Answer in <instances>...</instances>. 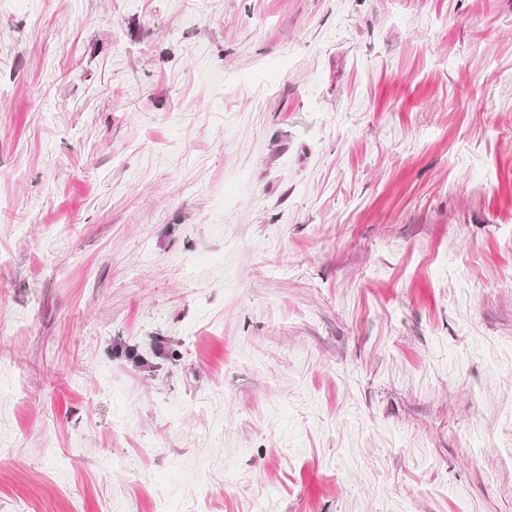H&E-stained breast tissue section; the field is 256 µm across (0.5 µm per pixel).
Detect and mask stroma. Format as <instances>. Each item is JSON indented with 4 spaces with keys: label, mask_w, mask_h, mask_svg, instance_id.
I'll return each mask as SVG.
<instances>
[{
    "label": "stroma",
    "mask_w": 512,
    "mask_h": 512,
    "mask_svg": "<svg viewBox=\"0 0 512 512\" xmlns=\"http://www.w3.org/2000/svg\"><path fill=\"white\" fill-rule=\"evenodd\" d=\"M0 512H512V0H0Z\"/></svg>",
    "instance_id": "1"
}]
</instances>
